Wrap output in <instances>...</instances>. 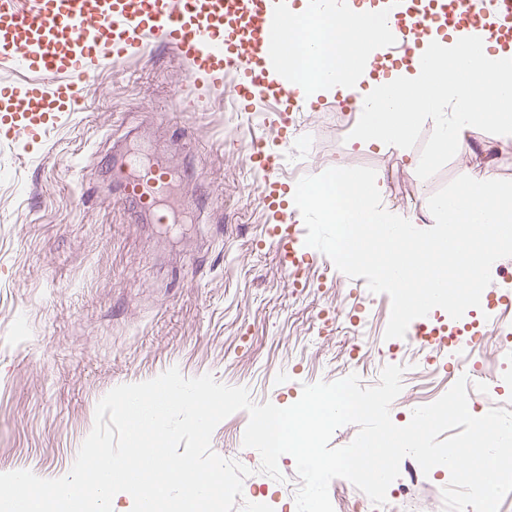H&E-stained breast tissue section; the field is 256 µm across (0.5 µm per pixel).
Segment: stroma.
Wrapping results in <instances>:
<instances>
[{
	"instance_id": "35a3bbf8",
	"label": "stroma",
	"mask_w": 512,
	"mask_h": 512,
	"mask_svg": "<svg viewBox=\"0 0 512 512\" xmlns=\"http://www.w3.org/2000/svg\"><path fill=\"white\" fill-rule=\"evenodd\" d=\"M84 106L27 153L0 141V473L27 470L44 479L70 472L95 424L98 402L114 387L147 381L171 368L187 378L211 375L247 389L253 403L287 407L302 388L357 374L378 384L385 366H403V389L390 406L394 424L461 376L495 380L496 393L472 383L481 412L512 405V359L434 367L414 347L391 355L387 294L370 292L313 251L294 287L267 239L271 223L259 197L264 176L247 157L262 137L256 116L236 110L220 89L193 85L167 47L105 70L86 86ZM358 122L335 100L318 98L281 129L301 151L282 162L286 186L338 163L373 168L382 203L433 226L426 198L458 176L489 172L512 180V138L471 128L476 147L420 179L408 165L419 148L370 145L350 150ZM180 173L194 214L181 224L134 218L112 186V159L129 148ZM372 359H351L355 323ZM246 411L224 419L211 437L219 456L246 466L244 489H259L269 512H296L301 481L292 456L282 480L260 473L243 445Z\"/></svg>"
}]
</instances>
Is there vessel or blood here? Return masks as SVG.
I'll list each match as a JSON object with an SVG mask.
<instances>
[{
	"instance_id": "b4317fda",
	"label": "vessel or blood",
	"mask_w": 512,
	"mask_h": 512,
	"mask_svg": "<svg viewBox=\"0 0 512 512\" xmlns=\"http://www.w3.org/2000/svg\"><path fill=\"white\" fill-rule=\"evenodd\" d=\"M276 0H0V70L23 71L28 80L0 82V139L26 150L41 142L50 129L68 122L81 92L97 72L143 57L160 43L189 63L195 82L207 80L230 86L241 109L256 98L280 104L271 121L280 131L294 109L303 104L288 82L276 75L269 56L270 30ZM357 12L388 10L394 45L382 48V58L416 59L422 40L445 30L467 37L480 35L512 52V0H471L458 12L456 0H347ZM280 149L261 144L249 156L264 173L260 197L279 219L271 236L281 266L290 276L302 274L306 260L299 246L300 231L277 200ZM174 171L154 164L139 173L127 153L112 164V183L120 200L156 224L170 215L159 207L173 191Z\"/></svg>"
}]
</instances>
